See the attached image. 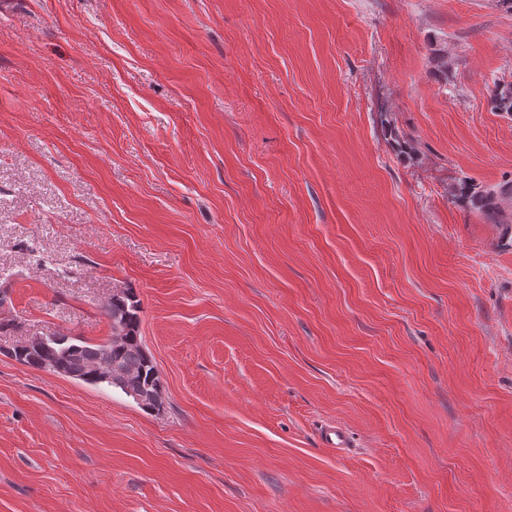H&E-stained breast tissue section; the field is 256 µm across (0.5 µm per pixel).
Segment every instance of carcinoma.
Masks as SVG:
<instances>
[{
	"mask_svg": "<svg viewBox=\"0 0 512 512\" xmlns=\"http://www.w3.org/2000/svg\"><path fill=\"white\" fill-rule=\"evenodd\" d=\"M490 104L493 110L512 116V84H495L490 92ZM455 199L478 210L493 224L512 223V184L480 190L464 182L456 189ZM104 312L110 327H121L123 342L115 343L109 338L101 343H91L61 336L60 344L46 351L14 349L11 355L23 365L45 370L51 369L52 362L56 360L70 378L88 385L112 388L114 384L98 370L101 360L107 358L133 375L132 390H154L161 386L159 371L142 346L141 304L132 289L112 294Z\"/></svg>",
	"mask_w": 512,
	"mask_h": 512,
	"instance_id": "cac0c4a2",
	"label": "carcinoma"
}]
</instances>
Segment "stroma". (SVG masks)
I'll return each mask as SVG.
<instances>
[{
	"label": "stroma",
	"instance_id": "stroma-1",
	"mask_svg": "<svg viewBox=\"0 0 512 512\" xmlns=\"http://www.w3.org/2000/svg\"><path fill=\"white\" fill-rule=\"evenodd\" d=\"M507 82L501 0H0V512H512ZM125 288L161 411L11 357ZM455 192L458 203L478 210L491 223H512V184L505 183L493 189L480 190L464 182Z\"/></svg>",
	"mask_w": 512,
	"mask_h": 512
}]
</instances>
